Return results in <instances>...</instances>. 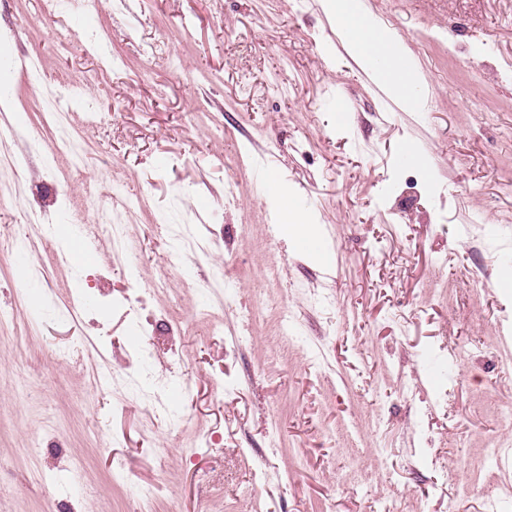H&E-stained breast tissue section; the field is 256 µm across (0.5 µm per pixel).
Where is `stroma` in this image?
Segmentation results:
<instances>
[{
	"label": "stroma",
	"instance_id": "35a3bbf8",
	"mask_svg": "<svg viewBox=\"0 0 512 512\" xmlns=\"http://www.w3.org/2000/svg\"><path fill=\"white\" fill-rule=\"evenodd\" d=\"M363 6L419 72L416 107L319 0H100L63 43L44 0H0V117L27 157L0 166V512H137L143 487L152 512H512V458L487 457L512 408V0ZM68 80L78 171L36 112ZM273 172L325 266L276 222ZM170 369L191 392L148 391Z\"/></svg>",
	"mask_w": 512,
	"mask_h": 512
}]
</instances>
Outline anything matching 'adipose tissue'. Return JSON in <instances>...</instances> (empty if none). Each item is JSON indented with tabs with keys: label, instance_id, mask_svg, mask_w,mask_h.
<instances>
[{
	"label": "adipose tissue",
	"instance_id": "adipose-tissue-1",
	"mask_svg": "<svg viewBox=\"0 0 512 512\" xmlns=\"http://www.w3.org/2000/svg\"><path fill=\"white\" fill-rule=\"evenodd\" d=\"M322 7L361 65L371 69L375 78L388 85L406 104H414L420 86L418 75L408 69L398 70L397 65L403 59L401 47L364 10L361 0H322ZM267 197L286 235L303 245L308 260L324 263L313 220L290 205L288 192L277 176L268 179Z\"/></svg>",
	"mask_w": 512,
	"mask_h": 512
}]
</instances>
